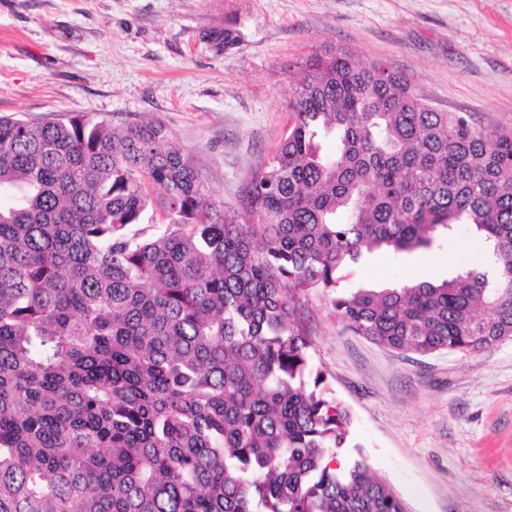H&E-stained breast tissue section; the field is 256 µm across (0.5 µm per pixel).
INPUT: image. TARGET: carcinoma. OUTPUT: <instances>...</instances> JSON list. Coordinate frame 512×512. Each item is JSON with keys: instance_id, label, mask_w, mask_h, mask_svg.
<instances>
[{"instance_id": "carcinoma-1", "label": "carcinoma", "mask_w": 512, "mask_h": 512, "mask_svg": "<svg viewBox=\"0 0 512 512\" xmlns=\"http://www.w3.org/2000/svg\"><path fill=\"white\" fill-rule=\"evenodd\" d=\"M288 108L234 205L158 119L0 116V512H409L367 459L336 468L351 416L311 372L300 298L407 354L512 336V128L341 46ZM457 224L496 280L335 295L364 254Z\"/></svg>"}]
</instances>
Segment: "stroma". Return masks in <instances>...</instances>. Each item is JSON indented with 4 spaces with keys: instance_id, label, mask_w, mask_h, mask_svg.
<instances>
[{
    "instance_id": "1",
    "label": "stroma",
    "mask_w": 512,
    "mask_h": 512,
    "mask_svg": "<svg viewBox=\"0 0 512 512\" xmlns=\"http://www.w3.org/2000/svg\"><path fill=\"white\" fill-rule=\"evenodd\" d=\"M228 24L240 41L216 50L207 35ZM339 45L387 61L438 109L512 127V0H0V114H151L231 203L293 125L307 60ZM487 256L459 224L431 251L351 266L339 290ZM302 313L310 366L351 415L339 455L365 456L410 512H512V339L405 355L343 332L322 295Z\"/></svg>"
}]
</instances>
